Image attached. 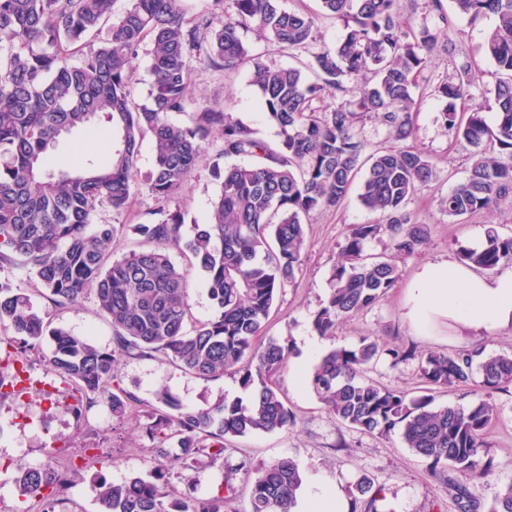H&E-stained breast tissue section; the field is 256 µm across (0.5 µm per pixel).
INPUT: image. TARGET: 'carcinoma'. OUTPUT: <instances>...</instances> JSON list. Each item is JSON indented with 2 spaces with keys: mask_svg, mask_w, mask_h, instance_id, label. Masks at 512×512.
I'll return each mask as SVG.
<instances>
[{
  "mask_svg": "<svg viewBox=\"0 0 512 512\" xmlns=\"http://www.w3.org/2000/svg\"><path fill=\"white\" fill-rule=\"evenodd\" d=\"M114 17L115 0H0V260H20L57 306L94 296L98 311L112 323V349L61 328L47 329L31 299L0 280V324L14 335L0 337L12 371L49 338L48 364L77 397L91 404L109 399L112 417L123 420L135 395L111 390L118 357L131 351L163 353L180 370L202 379L238 376L246 401L219 398L205 409H190L167 390L145 433L167 457L166 443L177 438L179 454L159 465L152 479L98 483L100 512H225L226 497L200 496L196 473L202 458L224 455L226 436L244 437L286 429L295 416L275 377L288 364L289 348L265 330L277 293L299 272L310 217L339 206L359 184V199L379 214L375 224L350 227L341 260L334 268L328 300L313 315L320 336L336 323L375 304L397 283L398 255L423 247L429 227L414 221L406 206L437 179L436 167L407 141L414 136L413 76L425 68L437 37L424 27L404 29L396 0H320L325 14L343 22L346 33L332 49L313 56L309 83L301 69L272 67L250 54L241 32L254 25L280 48L305 46L314 19L289 12L279 0H235L236 13L224 16V0H209L193 13L188 0H130ZM455 14L475 22L494 18L482 48L498 74L496 119L482 111H457L470 96L469 72L438 87L445 101L442 119L456 137L475 148L467 180L441 199L451 218L490 212L512 199V0H454ZM154 45L148 103L132 94L133 62L145 41ZM78 55L79 63L70 59ZM230 73L248 64L264 117L280 141L270 147L230 113L203 106L190 125L170 114L186 112L194 65ZM334 103L317 111L312 102ZM377 118L395 145L369 149L360 123ZM111 124L116 144L110 159L76 170L55 165L59 138L96 120ZM218 131L221 146L214 164L220 190L206 223L184 236V217L168 211L159 220L130 230L145 244L112 259V242L125 225L101 224L100 210L120 216L129 209L142 140L150 137L154 162L146 177L149 192L167 200L184 187L196 168L203 143ZM230 158L255 162L220 165ZM387 238L391 256L364 255L366 245ZM188 255L177 269L169 250ZM465 265L495 270L512 265V236L493 226L480 250L463 248ZM200 273L215 306L208 320L188 326L189 275ZM414 352L389 348L365 336L349 348L334 349L313 366L308 382L329 414L364 434L387 437L400 430L406 447L424 459L432 477L448 485L460 512H477L470 491L493 473L485 451L486 432L498 415L493 393L512 386V356L483 351L420 355L423 387L409 395L365 376L387 356L397 364ZM480 381H475V377ZM484 398L463 408L434 404L433 390L468 386ZM184 475L187 488L171 497L166 473ZM18 492L56 483L44 470L16 464ZM302 485L298 465L280 458L255 469L250 512H291ZM379 491L360 478L349 492L351 512H378ZM487 512H512V483Z\"/></svg>",
  "mask_w": 512,
  "mask_h": 512,
  "instance_id": "carcinoma-1",
  "label": "carcinoma"
}]
</instances>
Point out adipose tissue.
<instances>
[{"mask_svg":"<svg viewBox=\"0 0 512 512\" xmlns=\"http://www.w3.org/2000/svg\"><path fill=\"white\" fill-rule=\"evenodd\" d=\"M403 308L422 334L441 319L474 332L512 327V271L487 277L459 262L429 261L406 284Z\"/></svg>","mask_w":512,"mask_h":512,"instance_id":"ef3b65f1","label":"adipose tissue"}]
</instances>
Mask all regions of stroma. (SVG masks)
<instances>
[{
    "label": "stroma",
    "mask_w": 512,
    "mask_h": 512,
    "mask_svg": "<svg viewBox=\"0 0 512 512\" xmlns=\"http://www.w3.org/2000/svg\"><path fill=\"white\" fill-rule=\"evenodd\" d=\"M280 4L285 10L303 11L314 17L312 41L298 49H282L266 41L253 28L244 32L243 39L251 54L266 64L303 69L307 81H315V74L306 69L312 54L334 47L344 28L336 19L322 14L318 0H280ZM397 12L405 26L415 31L425 27L439 36L431 62L415 76L412 110L413 143L436 164L439 179L418 192L407 206L413 219L429 226L430 238L419 253L399 260L401 283L374 306L341 320L331 335L321 337L319 351L324 354L335 348L351 347L361 337L374 336L392 346L415 348L418 355L448 354L472 347L481 348L488 355L512 354V328L465 335L440 320L422 335L404 318V281L427 261L458 259L460 249L468 246L474 233L484 231L486 225H496L502 235L511 236L512 202H502L493 213L461 220L448 217L440 205L442 197L467 179L472 148L443 123L437 88L454 76L461 65L471 66L477 75L472 98L459 101L457 109L466 112L472 103L482 104L487 123H494V88L498 76L494 64L481 52V44L494 24L493 18L473 22L456 17L453 31L448 32L436 13L429 11L426 0H398ZM189 95L231 112L234 118L255 129L270 146H277L280 137L258 108V94L250 84L249 67L226 75L203 65L196 66ZM112 140L111 125L98 121L67 134L60 140L54 157L59 166L68 169L82 168L90 160L103 163L112 153ZM209 141L188 182L163 205L145 186L153 166V151L151 141L143 140L129 210L118 219L109 211H100L99 221L110 223L117 219L129 226L150 223L158 220L159 209L164 206L182 212L184 233L192 235L194 225L205 222L220 186L211 174L218 134H211ZM377 219V214L365 208L353 193L340 207L314 215L307 224L304 263L295 282L281 289L264 331L265 337L289 346L290 363L302 362L309 367L315 364V357L303 347L302 337L312 334V316L328 298L329 280L341 258L340 247L347 229L349 225L371 224ZM0 279L10 281L13 287L28 294L34 304L47 312L52 326L92 337L99 347H111L112 325L98 312L93 297H85L72 306L55 307L46 293L40 292L28 269L17 261L0 263ZM370 375L388 388L412 395L422 386L416 358L396 365L390 359H381ZM117 382L137 397L128 417L122 421L113 419L111 407L101 398L90 408L89 427L85 430L77 427L58 396L48 401L32 391L0 403V503L13 512H46V500H19L13 482L15 464L43 458L51 445L62 442L66 445L64 456L69 464L79 467L78 472L72 473L68 489L72 512H99L100 480L118 483L130 476L147 477L160 461L145 434L159 389H168L184 406L193 409L209 407L220 397L231 401L244 395L236 377L203 380L179 370L160 353L143 356L134 351L122 356L117 366ZM276 383L296 417L295 426L273 433L227 438L223 459L205 463L200 469L199 494L221 487L234 489L235 496L226 512H249L250 478L238 470L240 459L250 458L259 466L289 457L298 464L302 474L298 493L302 499L315 484H336L345 491L365 476L381 490L379 512H459L447 485L430 477L426 462L405 447L399 433L387 438L372 437L341 423L324 409L306 378L297 377L291 371L281 372ZM493 398L499 414L488 429L486 446L494 460L495 473L472 490L485 508L512 483V391L494 393ZM101 444L111 448V459L81 465L80 457L85 450Z\"/></svg>",
    "instance_id": "35a3bbf8"
}]
</instances>
